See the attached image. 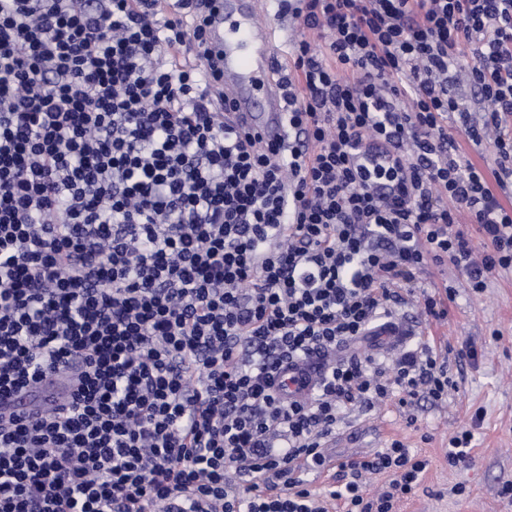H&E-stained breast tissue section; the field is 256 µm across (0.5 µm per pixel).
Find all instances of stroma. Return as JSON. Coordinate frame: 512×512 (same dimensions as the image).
Wrapping results in <instances>:
<instances>
[{"instance_id": "35a3bbf8", "label": "stroma", "mask_w": 512, "mask_h": 512, "mask_svg": "<svg viewBox=\"0 0 512 512\" xmlns=\"http://www.w3.org/2000/svg\"><path fill=\"white\" fill-rule=\"evenodd\" d=\"M452 286L456 298L448 305L447 321H425L414 301L397 309L398 318L416 332L433 334L444 345H472L478 352L476 366H463L459 389L447 403L418 409L416 425H407L394 404L346 415L326 451L333 457L369 455L400 440L432 465L425 479L401 512H512V503L499 495L505 481H512V271L492 275L485 291L471 295L463 277L452 265L432 269L423 285L438 289ZM414 336L408 344H416ZM483 410L480 426H473L476 410ZM475 435V465L468 471L450 469L444 459L448 439L460 428ZM466 482L464 494H456L458 482Z\"/></svg>"}]
</instances>
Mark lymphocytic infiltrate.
<instances>
[{"instance_id": "obj_1", "label": "lymphocytic infiltrate", "mask_w": 512, "mask_h": 512, "mask_svg": "<svg viewBox=\"0 0 512 512\" xmlns=\"http://www.w3.org/2000/svg\"><path fill=\"white\" fill-rule=\"evenodd\" d=\"M295 2L269 144L183 54L207 0H0V396L72 373L0 421V512H400L423 481L397 439L310 478L345 411L458 387L430 343L350 346L410 297L446 320L430 267L512 270V0ZM313 364L289 366L286 371L285 384L288 394L296 397H304L309 394L316 378V370ZM70 378L49 377L25 391L0 398L1 416L36 415L50 408L61 406L68 399Z\"/></svg>"}]
</instances>
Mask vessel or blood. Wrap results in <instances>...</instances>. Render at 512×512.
I'll return each mask as SVG.
<instances>
[{"instance_id": "obj_1", "label": "vessel or blood", "mask_w": 512, "mask_h": 512, "mask_svg": "<svg viewBox=\"0 0 512 512\" xmlns=\"http://www.w3.org/2000/svg\"><path fill=\"white\" fill-rule=\"evenodd\" d=\"M272 0H213L204 36V49L220 57L224 93L237 126L270 142L286 140L288 101L275 64L277 40H290L293 26L274 25ZM316 378L313 365L289 367L285 383L296 397L309 394ZM70 392V380L53 376L25 391L0 398V414L36 415L61 406Z\"/></svg>"}]
</instances>
